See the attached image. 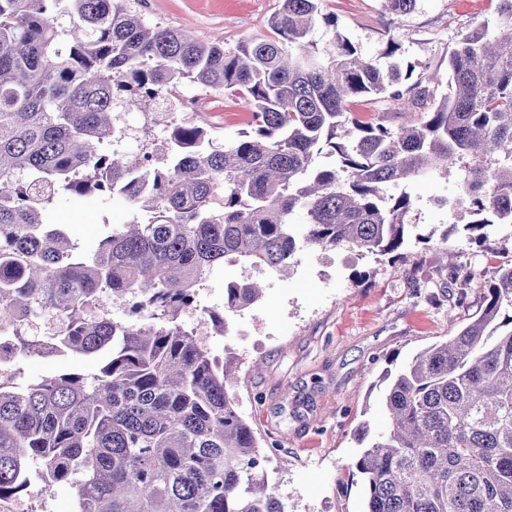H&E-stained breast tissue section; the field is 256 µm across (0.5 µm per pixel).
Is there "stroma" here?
<instances>
[{"label":"stroma","mask_w":512,"mask_h":512,"mask_svg":"<svg viewBox=\"0 0 512 512\" xmlns=\"http://www.w3.org/2000/svg\"><path fill=\"white\" fill-rule=\"evenodd\" d=\"M280 0H137L153 22L220 37L225 49L272 36ZM340 31L364 59H381L386 33L400 28L398 56L416 75L448 73V53L458 36L493 21L496 0H420L416 13L397 18L383 0H323ZM181 103L201 115L222 141L248 126L243 99L187 85ZM465 175L457 162L447 181L419 179L412 239L398 256L344 248L302 249L289 276L265 274L266 294L256 306L228 318V336L207 342L223 350L236 371L231 392L267 452L269 469L287 512H364V492L351 465L361 448L354 432L362 422L384 425L380 376L449 335L448 320L467 322L482 305L479 285L512 266V226H497L484 244L468 239V215L449 206ZM124 202L59 194L46 210L65 224L85 250H93L112 225L133 220ZM477 282L461 288L459 278ZM92 359L30 358L29 381L50 374L96 372Z\"/></svg>","instance_id":"obj_1"}]
</instances>
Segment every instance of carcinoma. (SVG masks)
<instances>
[{
	"label": "carcinoma",
	"mask_w": 512,
	"mask_h": 512,
	"mask_svg": "<svg viewBox=\"0 0 512 512\" xmlns=\"http://www.w3.org/2000/svg\"><path fill=\"white\" fill-rule=\"evenodd\" d=\"M384 2L403 17L419 0ZM497 2L495 34L460 35L439 95L395 59L397 33L387 66L365 60L320 0H281L274 36L233 51L147 22L131 0H0V322L14 325L18 365L41 348L40 318L53 356L99 360L90 377L0 378V502L28 491L36 464L46 486L75 485L78 512H286L229 394L234 371L180 315L225 267L285 274L303 245L398 251L414 206L403 185L466 158L467 228L485 241L512 224V0ZM184 83L243 98L249 130L220 143L174 119L161 148L124 154L117 109L155 124ZM406 92L413 123L349 111ZM321 154L334 164L316 165ZM61 192L117 196L140 219L86 252L45 222ZM264 289L225 283L224 310L205 311L214 333ZM104 295L127 316L92 314ZM482 301L390 379L384 428L356 430L365 512H512V266Z\"/></svg>",
	"instance_id": "obj_1"
}]
</instances>
